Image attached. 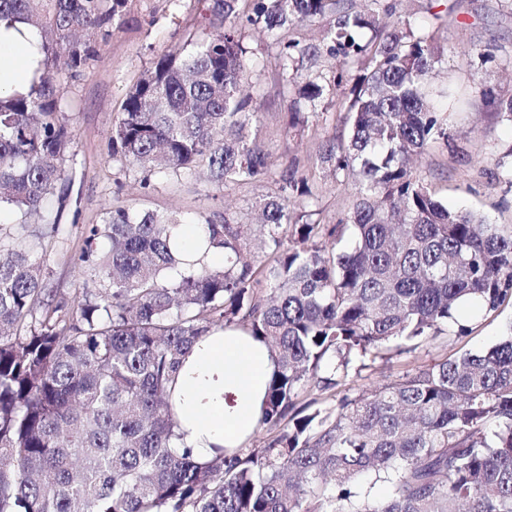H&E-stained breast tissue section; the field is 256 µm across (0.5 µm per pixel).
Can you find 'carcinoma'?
<instances>
[{
    "label": "carcinoma",
    "instance_id": "1",
    "mask_svg": "<svg viewBox=\"0 0 512 512\" xmlns=\"http://www.w3.org/2000/svg\"><path fill=\"white\" fill-rule=\"evenodd\" d=\"M124 3L0 0V21L36 30L42 55L28 93L0 96V209L18 227V242L0 243V512H512V327L350 388L390 344L410 353L450 327L467 337L463 309L512 302V226L448 207L412 172L451 131L427 89L441 48L400 20V0L363 12L352 0H213L209 33L161 56L112 129V154L144 168L200 167L217 186L265 179L245 49L226 25L242 15L276 35L290 127L340 94L349 129L319 161L355 190L345 217L311 221V188L286 171L257 204L260 224H200L206 249L224 252L215 267L173 248L181 215L112 207L85 232L91 278L71 301L51 295L46 247L25 240L33 224L59 229L46 203L68 197L58 75L85 74ZM326 17L319 43L286 37ZM323 55L336 61L330 83L303 69ZM478 90L512 122L511 93ZM491 162L512 186V146ZM214 328L241 329L276 359L258 422L269 439L199 463L174 449L172 383ZM378 482L390 490L375 499Z\"/></svg>",
    "mask_w": 512,
    "mask_h": 512
}]
</instances>
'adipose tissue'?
<instances>
[{
	"mask_svg": "<svg viewBox=\"0 0 512 512\" xmlns=\"http://www.w3.org/2000/svg\"><path fill=\"white\" fill-rule=\"evenodd\" d=\"M39 36L0 22V95L27 91L38 64ZM274 359L260 340L235 328L216 329L183 359L172 387L179 419L178 448L201 463L219 448H238L252 436Z\"/></svg>",
	"mask_w": 512,
	"mask_h": 512,
	"instance_id": "obj_1",
	"label": "adipose tissue"
}]
</instances>
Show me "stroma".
<instances>
[{
    "instance_id": "35a3bbf8",
    "label": "stroma",
    "mask_w": 512,
    "mask_h": 512,
    "mask_svg": "<svg viewBox=\"0 0 512 512\" xmlns=\"http://www.w3.org/2000/svg\"><path fill=\"white\" fill-rule=\"evenodd\" d=\"M204 8L203 0H126L122 20L113 25L98 59L63 88L60 115L71 135L64 170L73 182L75 203L62 211L59 229L39 224L35 231L47 248L49 281L65 296L89 277L79 260L84 226L100 223L115 205L177 210L197 223H220L225 211L246 214L255 201L277 192L281 174L292 169L312 189L318 222L335 223L352 206L351 192L318 162L326 140L346 130L335 97L324 98L301 133L289 131L291 99L276 61L278 46L257 26L242 27L239 38L260 138L272 156L266 179L218 188L197 171L159 173L113 155L109 136L127 93L159 56L185 54L203 37ZM400 13L412 17L419 31L438 34L445 61L430 85L453 130L448 144H433L417 159L416 174L448 207L512 225V185L490 162L512 142V123L498 116L475 88L480 82L497 92L512 91V8L505 0H403ZM484 46L493 57L482 65L474 51ZM469 318L475 329L463 341L448 336L412 353L389 351L354 380L353 389L388 383L463 347L476 350L497 342L512 327V305L492 315L473 311Z\"/></svg>"
}]
</instances>
